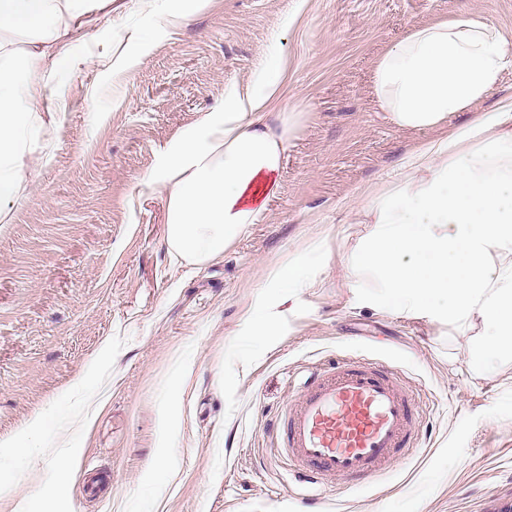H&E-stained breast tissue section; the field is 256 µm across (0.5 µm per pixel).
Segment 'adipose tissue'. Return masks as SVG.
<instances>
[{"instance_id":"ef3b65f1","label":"adipose tissue","mask_w":512,"mask_h":512,"mask_svg":"<svg viewBox=\"0 0 512 512\" xmlns=\"http://www.w3.org/2000/svg\"><path fill=\"white\" fill-rule=\"evenodd\" d=\"M107 0H0V32L29 31L31 49L0 63V224L29 183L22 160L49 126L34 106L38 88L66 63L64 35L83 28ZM512 69V50L482 18L462 14L414 27L376 60L371 91L396 127L423 132L389 184L355 188L350 199L372 224L350 262L371 276L369 304L460 328L478 327L468 352L492 374L512 353V95L470 123L449 115L484 99ZM286 63L272 50L245 83L224 91L163 153L143 183L166 198V244L178 264L200 267L224 255L259 223L279 192L278 173L299 121L274 113Z\"/></svg>"}]
</instances>
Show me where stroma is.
I'll use <instances>...</instances> for the list:
<instances>
[{"label":"stroma","instance_id":"obj_1","mask_svg":"<svg viewBox=\"0 0 512 512\" xmlns=\"http://www.w3.org/2000/svg\"><path fill=\"white\" fill-rule=\"evenodd\" d=\"M167 5L112 0L39 99L59 118L50 158L0 224V512H512V359L481 375L467 365L471 331L363 304L373 281L349 259L368 227L344 205L420 137L375 104L377 56L460 14L512 45V0H208L174 24ZM275 37L288 61L277 107L302 115L279 193L223 261L179 265L165 197L142 183ZM132 45L143 62L128 68ZM314 236L318 273L293 311L268 272ZM253 312L278 313L277 334L253 336ZM356 357L389 362L424 398L421 446L365 480H326L310 502L272 425L302 372ZM89 414V432L73 429ZM61 426L82 451L63 479Z\"/></svg>","mask_w":512,"mask_h":512}]
</instances>
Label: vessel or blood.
Returning a JSON list of instances; mask_svg holds the SVG:
<instances>
[{
  "label": "vessel or blood",
  "instance_id": "1",
  "mask_svg": "<svg viewBox=\"0 0 512 512\" xmlns=\"http://www.w3.org/2000/svg\"><path fill=\"white\" fill-rule=\"evenodd\" d=\"M422 401L385 363L351 358L311 372L283 422L288 458L309 477L374 474L419 445Z\"/></svg>",
  "mask_w": 512,
  "mask_h": 512
}]
</instances>
